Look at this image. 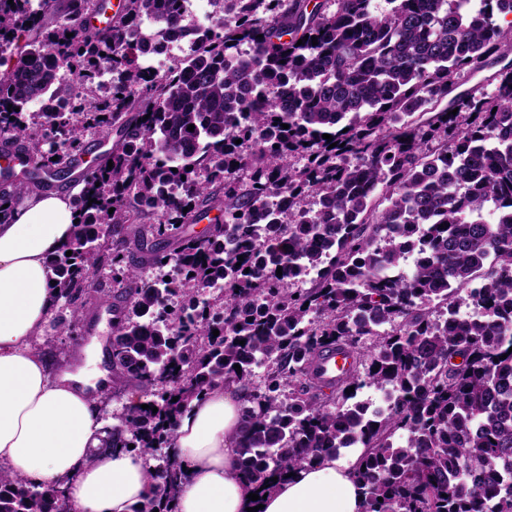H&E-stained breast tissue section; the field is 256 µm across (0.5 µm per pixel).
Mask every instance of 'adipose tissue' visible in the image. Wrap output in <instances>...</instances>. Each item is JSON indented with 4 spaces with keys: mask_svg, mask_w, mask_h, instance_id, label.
Masks as SVG:
<instances>
[{
    "mask_svg": "<svg viewBox=\"0 0 512 512\" xmlns=\"http://www.w3.org/2000/svg\"><path fill=\"white\" fill-rule=\"evenodd\" d=\"M78 213L69 195L33 192L0 219V466L28 481L64 485L70 512H142L154 500L146 461L107 445L101 346L72 371L51 372L33 350L56 305L46 262ZM243 394L219 385L180 417L169 453L186 470L174 512H247L254 485L238 472ZM358 452L324 458L278 479L261 512H364Z\"/></svg>",
    "mask_w": 512,
    "mask_h": 512,
    "instance_id": "adipose-tissue-1",
    "label": "adipose tissue"
}]
</instances>
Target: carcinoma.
I'll return each instance as SVG.
<instances>
[{
  "label": "carcinoma",
  "mask_w": 512,
  "mask_h": 512,
  "mask_svg": "<svg viewBox=\"0 0 512 512\" xmlns=\"http://www.w3.org/2000/svg\"><path fill=\"white\" fill-rule=\"evenodd\" d=\"M181 2L124 0L99 28L84 22L99 0H0V146L37 162L9 168L0 217L67 176L88 137L111 143L48 267L62 335L103 300V271L120 288L112 374L150 399L126 408L112 447L154 461L170 502L175 425L231 380L246 391L239 472L260 488L363 447L365 512H512V7L210 0L202 28ZM145 20L195 36L159 80L131 38ZM213 210L204 235L188 231ZM166 264L168 280L144 281ZM331 347L354 368L327 395L310 374ZM364 386L385 410L357 399ZM62 497L0 469V512H58Z\"/></svg>",
  "instance_id": "cac0c4a2"
}]
</instances>
